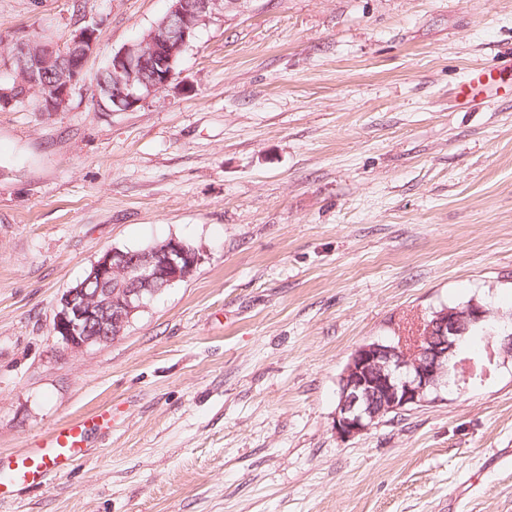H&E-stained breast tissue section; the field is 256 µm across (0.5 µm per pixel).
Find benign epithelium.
Masks as SVG:
<instances>
[{"label": "benign epithelium", "mask_w": 512, "mask_h": 512, "mask_svg": "<svg viewBox=\"0 0 512 512\" xmlns=\"http://www.w3.org/2000/svg\"><path fill=\"white\" fill-rule=\"evenodd\" d=\"M245 0H170L163 19L142 38L112 52V107L126 112L165 91L180 56L219 7ZM95 27L74 32L62 46L42 38H22L0 58V109L35 95L45 112L69 105L85 80V65L95 49ZM54 69L52 83L45 73ZM200 262L199 253L175 238L145 251H105L84 281L67 290L54 316L53 333L70 350L106 345L122 335L132 316L164 288L186 280ZM487 306L472 301L463 308L443 309L423 318L408 340L402 335L358 346L339 378L333 427L340 438H353L391 414L444 400L442 389L459 382L467 362L462 348L472 336L494 328L503 354L512 357V328L504 316L491 323Z\"/></svg>", "instance_id": "benign-epithelium-1"}]
</instances>
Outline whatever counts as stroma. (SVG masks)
I'll list each match as a JSON object with an SVG mask.
<instances>
[{"label":"stroma","instance_id":"1","mask_svg":"<svg viewBox=\"0 0 512 512\" xmlns=\"http://www.w3.org/2000/svg\"><path fill=\"white\" fill-rule=\"evenodd\" d=\"M168 0H0V55L97 26L88 72ZM512 0H244L169 88L106 112L0 110V455L106 414L0 512H512V358L472 349L444 402L337 438L360 344L475 299L512 313ZM202 261L107 345L67 349L61 296L109 249ZM506 68L512 69V54L511 56L501 57L492 66L468 70L464 75L462 86L458 93V96L462 99L460 104L467 105L470 102H474V95L472 98L470 97L476 89L492 90L495 81L494 74Z\"/></svg>","mask_w":512,"mask_h":512}]
</instances>
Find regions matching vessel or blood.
Listing matches in <instances>:
<instances>
[{
	"mask_svg": "<svg viewBox=\"0 0 512 512\" xmlns=\"http://www.w3.org/2000/svg\"><path fill=\"white\" fill-rule=\"evenodd\" d=\"M507 68L512 69V55L501 57L493 65L468 70L459 91L463 103H470L475 90L492 89L495 73ZM99 426L94 417L64 423L24 454L13 459L0 456V468L10 467L16 481L43 483L49 471L68 469L79 460L89 432Z\"/></svg>",
	"mask_w": 512,
	"mask_h": 512,
	"instance_id": "vessel-or-blood-1",
	"label": "vessel or blood"
}]
</instances>
